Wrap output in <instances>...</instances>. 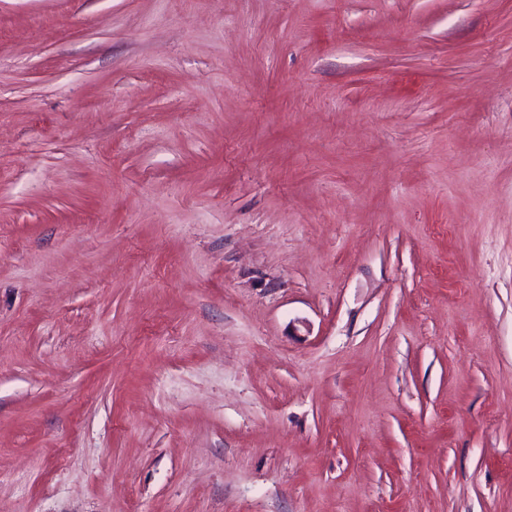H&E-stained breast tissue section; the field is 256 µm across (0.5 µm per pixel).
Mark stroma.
I'll use <instances>...</instances> for the list:
<instances>
[{
    "label": "stroma",
    "mask_w": 512,
    "mask_h": 512,
    "mask_svg": "<svg viewBox=\"0 0 512 512\" xmlns=\"http://www.w3.org/2000/svg\"><path fill=\"white\" fill-rule=\"evenodd\" d=\"M0 512H512V0H0Z\"/></svg>",
    "instance_id": "stroma-1"
}]
</instances>
